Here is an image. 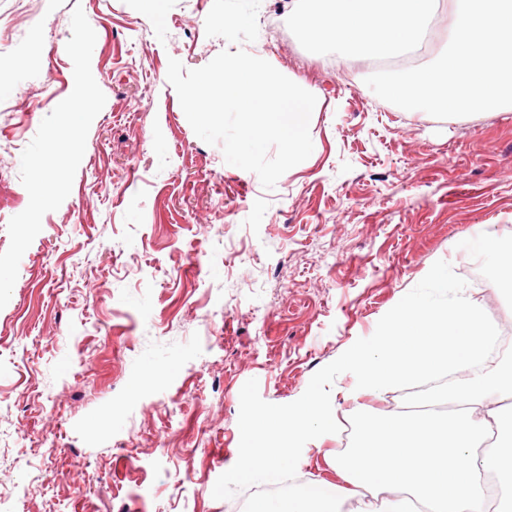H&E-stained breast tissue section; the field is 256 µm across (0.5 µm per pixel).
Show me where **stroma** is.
Returning a JSON list of instances; mask_svg holds the SVG:
<instances>
[{"label":"stroma","instance_id":"stroma-1","mask_svg":"<svg viewBox=\"0 0 512 512\" xmlns=\"http://www.w3.org/2000/svg\"><path fill=\"white\" fill-rule=\"evenodd\" d=\"M299 0H0V493L9 512H248L247 430L315 389L405 298H476L512 360V298L477 281L512 243V111L437 119L298 30ZM448 0L403 67L434 61ZM244 49L317 98L311 155L274 189L201 140L167 79ZM78 145L59 138L84 93ZM446 268L448 280L430 278ZM337 400L289 490L335 480Z\"/></svg>","mask_w":512,"mask_h":512}]
</instances>
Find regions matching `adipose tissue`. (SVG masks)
<instances>
[{"label":"adipose tissue","instance_id":"1","mask_svg":"<svg viewBox=\"0 0 512 512\" xmlns=\"http://www.w3.org/2000/svg\"><path fill=\"white\" fill-rule=\"evenodd\" d=\"M434 0H330L315 18L297 13V27L315 33L337 57L378 63L398 60L431 33ZM492 330L482 303L461 298L433 305L404 301L385 319L370 346L343 360L359 373L355 395L378 394L406 380L471 370L460 393L423 399L422 411L365 419L350 448L337 454L338 481L257 501L251 512H408L414 499L428 512H512V362L477 370ZM329 427V404L312 393L281 414L274 431L256 428L233 471L242 484H274L297 464L293 444L312 422Z\"/></svg>","mask_w":512,"mask_h":512}]
</instances>
